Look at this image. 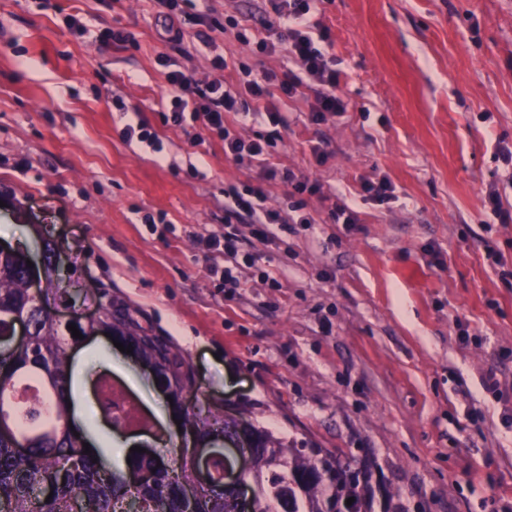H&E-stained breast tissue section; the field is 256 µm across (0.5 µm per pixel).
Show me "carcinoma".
<instances>
[{
  "label": "carcinoma",
  "instance_id": "obj_1",
  "mask_svg": "<svg viewBox=\"0 0 512 512\" xmlns=\"http://www.w3.org/2000/svg\"><path fill=\"white\" fill-rule=\"evenodd\" d=\"M54 257V245L45 242V291L67 304L71 295L60 287ZM28 276L24 254L0 252V396L24 382L17 422L35 430L70 415L72 367L66 345L75 338L29 301ZM16 317L27 320L30 336L25 347L12 350L10 333ZM75 327L85 338L109 333L152 367L173 399L182 438L203 440L220 431L231 439L240 430L256 436L251 477L257 486L258 512H269V500L279 505V512H342L344 497L354 498V512H408L400 493L384 486L376 495L371 474L359 470L363 461L350 452L313 448L305 455L249 424L224 421L222 411L202 416L185 410L183 394L194 386L188 363L164 342L138 333L131 321L112 309L105 307L97 318L78 321ZM44 388L50 389V396L43 395ZM74 432L68 426L30 438L24 447L16 434L0 435V512H237L235 491L224 488L222 456L213 459L211 482L204 485L196 480L186 448L167 460L155 459L149 451L136 452L129 470L147 471L152 478L135 484L124 473L106 469L96 449L74 453L86 442L85 435Z\"/></svg>",
  "mask_w": 512,
  "mask_h": 512
}]
</instances>
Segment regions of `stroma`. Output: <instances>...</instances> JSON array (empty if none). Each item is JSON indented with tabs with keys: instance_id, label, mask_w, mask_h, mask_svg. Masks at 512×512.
I'll return each mask as SVG.
<instances>
[{
	"instance_id": "stroma-1",
	"label": "stroma",
	"mask_w": 512,
	"mask_h": 512,
	"mask_svg": "<svg viewBox=\"0 0 512 512\" xmlns=\"http://www.w3.org/2000/svg\"><path fill=\"white\" fill-rule=\"evenodd\" d=\"M259 0H189L185 36L162 37L152 0H0V244L57 249L61 285L88 318L122 308L191 365L189 411L223 409L299 448L374 459L409 512H512V422L486 393L512 387V0H318L348 106L308 119L313 98L282 102L289 126L272 161L320 183L311 224L259 242L235 225L240 285L209 272L224 254V190L259 169L224 155L200 123H164L166 60L196 81L237 83L215 56L278 71L226 29ZM129 35L112 41L115 30ZM145 120L163 150L125 140ZM387 179L396 200L362 202ZM347 203L359 223L335 224ZM481 344H461L457 323ZM99 336L68 347L72 396L90 405L107 371L143 412L165 395L136 357L114 370Z\"/></svg>"
}]
</instances>
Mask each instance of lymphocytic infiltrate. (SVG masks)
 Returning <instances> with one entry per match:
<instances>
[{
    "mask_svg": "<svg viewBox=\"0 0 512 512\" xmlns=\"http://www.w3.org/2000/svg\"><path fill=\"white\" fill-rule=\"evenodd\" d=\"M314 2L267 0L271 15L262 24L273 36L254 42L252 52L257 56L284 53L289 68L278 72L259 71L248 64H239V84L235 87L198 83L177 69L165 74L169 86V118L173 123L192 117L207 132L223 140L225 156L238 163L258 162L264 166L261 183L242 190L234 186L225 189L224 222L228 226L244 219L260 225L261 235L266 236L274 224L314 221L305 210V198L320 194V184L296 176L291 170H278L265 164L281 138L282 129L288 126L287 117L275 103L276 97L292 98L301 90H308L314 97L310 119L316 123L328 121L346 110L330 34L326 28L315 27L311 20ZM230 113L237 115V125L227 123L226 116ZM255 124L260 125V132L247 138L241 135V127ZM274 180L287 186L291 200L288 208L268 205L265 184Z\"/></svg>",
    "mask_w": 512,
    "mask_h": 512,
    "instance_id": "obj_1",
    "label": "lymphocytic infiltrate"
}]
</instances>
